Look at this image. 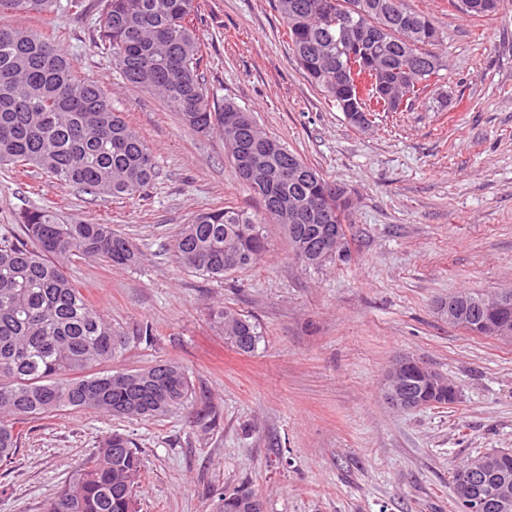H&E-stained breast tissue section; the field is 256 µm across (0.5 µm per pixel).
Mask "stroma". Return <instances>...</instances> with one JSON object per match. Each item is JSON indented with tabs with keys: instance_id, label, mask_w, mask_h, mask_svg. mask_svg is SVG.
<instances>
[{
	"instance_id": "35a3bbf8",
	"label": "stroma",
	"mask_w": 512,
	"mask_h": 512,
	"mask_svg": "<svg viewBox=\"0 0 512 512\" xmlns=\"http://www.w3.org/2000/svg\"><path fill=\"white\" fill-rule=\"evenodd\" d=\"M405 5L438 28L444 67L426 99L374 113L360 130L297 64L274 0H204L196 30L211 102L251 111L352 200L345 258L304 267L271 224L256 266L222 279L181 265L173 241L215 206L262 211L223 136L191 132L157 95L124 83L97 39V9L7 18L54 39L99 82L146 138L158 175L139 202L2 168L0 231L46 207L131 237L138 266L75 258L68 271L127 336L112 370L178 361L193 399L157 420L68 411L25 424L15 460L0 465V512H43L115 431L142 459L139 512H213L220 492L241 485L265 512H458L456 467L512 448V341L471 335L440 310L460 292L512 288V0L479 19L448 0ZM224 305L259 325L255 352L237 351L212 322L210 308ZM401 357L455 382L456 402L393 409L384 375Z\"/></svg>"
}]
</instances>
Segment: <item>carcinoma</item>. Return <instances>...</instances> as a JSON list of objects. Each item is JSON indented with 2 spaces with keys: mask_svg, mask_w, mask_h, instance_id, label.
<instances>
[{
  "mask_svg": "<svg viewBox=\"0 0 512 512\" xmlns=\"http://www.w3.org/2000/svg\"><path fill=\"white\" fill-rule=\"evenodd\" d=\"M59 0H0V19L12 14L42 17ZM203 0H99V38L125 83L151 92L198 133L218 130L226 146L255 150L254 171L237 178L263 203L262 215L231 205L193 217L173 250L205 278H222L253 267L267 241L264 224L287 230L293 257L308 267L326 260L322 226L342 224L348 207L336 208L340 187L253 121L224 125L200 76L203 46L195 23ZM287 24L288 46L311 84L342 107L351 46L337 41L351 23L368 34L365 49L391 94L414 103L439 75L443 63L429 50L439 35L425 15L404 0H277ZM0 164L33 169L85 193L140 198L157 165L139 131L112 109L106 92L80 77L59 44L34 29L0 24ZM294 166L299 177L278 179ZM20 232L0 244V463L8 464L23 443L21 425L66 411L92 409L108 415L153 419L184 408L192 395L183 368L161 361L146 368L101 370L125 337L66 271L72 258L99 259L115 268L140 262L139 248L110 224L64 221L44 208L18 216ZM213 322L238 351L254 352L263 338L248 316L222 306ZM441 374L423 365L409 388L438 405L448 390L427 384ZM142 460L121 433L106 437L51 498L45 512H137ZM257 494L248 487L222 492L216 512H253Z\"/></svg>",
  "mask_w": 512,
  "mask_h": 512,
  "instance_id": "cac0c4a2",
  "label": "carcinoma"
}]
</instances>
